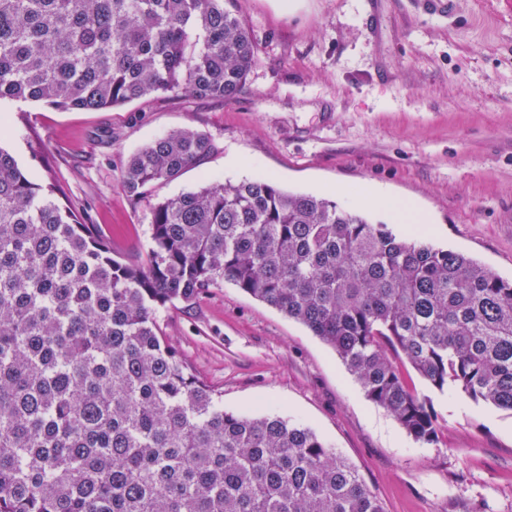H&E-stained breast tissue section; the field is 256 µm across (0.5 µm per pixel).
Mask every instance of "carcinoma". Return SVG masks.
<instances>
[{"label":"carcinoma","mask_w":512,"mask_h":512,"mask_svg":"<svg viewBox=\"0 0 512 512\" xmlns=\"http://www.w3.org/2000/svg\"><path fill=\"white\" fill-rule=\"evenodd\" d=\"M232 0H0V100L98 111L154 95L227 101L256 65ZM211 137L127 159L146 198ZM0 148V512H383L311 427L224 411L159 308L228 282L304 324L417 442L434 391L512 411V281L461 253L259 174L156 202L141 261Z\"/></svg>","instance_id":"cac0c4a2"}]
</instances>
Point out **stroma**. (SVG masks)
<instances>
[{"mask_svg":"<svg viewBox=\"0 0 512 512\" xmlns=\"http://www.w3.org/2000/svg\"><path fill=\"white\" fill-rule=\"evenodd\" d=\"M258 61L232 101L146 98L101 111L0 101V148L99 225L114 257L142 259L155 198L258 174L410 232L357 202L376 187L411 203L429 240L512 280V0H234ZM207 132L213 152L134 201L128 156L170 131ZM168 343L228 412L311 426L385 512H512V412L431 390L441 427L416 442L369 401L303 324L224 283L162 308Z\"/></svg>","mask_w":512,"mask_h":512,"instance_id":"35a3bbf8","label":"stroma"}]
</instances>
